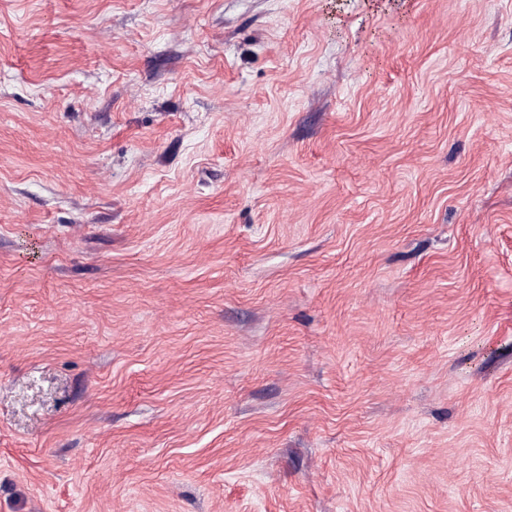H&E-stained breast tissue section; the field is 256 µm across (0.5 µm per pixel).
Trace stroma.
I'll return each mask as SVG.
<instances>
[{
    "mask_svg": "<svg viewBox=\"0 0 512 512\" xmlns=\"http://www.w3.org/2000/svg\"><path fill=\"white\" fill-rule=\"evenodd\" d=\"M0 512H512V0H0Z\"/></svg>",
    "mask_w": 512,
    "mask_h": 512,
    "instance_id": "stroma-1",
    "label": "stroma"
}]
</instances>
